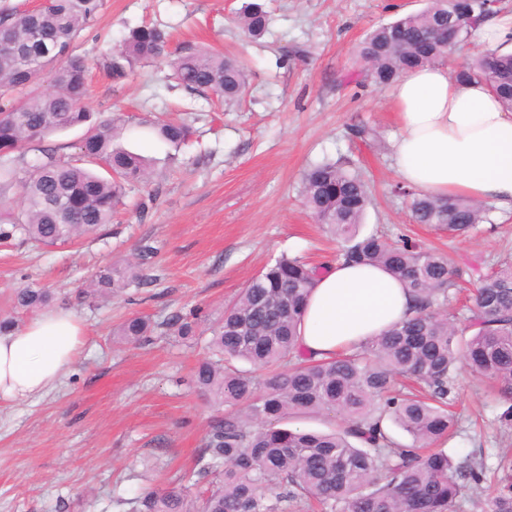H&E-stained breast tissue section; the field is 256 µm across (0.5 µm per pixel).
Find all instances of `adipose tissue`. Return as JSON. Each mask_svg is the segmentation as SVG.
I'll return each mask as SVG.
<instances>
[{"label":"adipose tissue","mask_w":512,"mask_h":512,"mask_svg":"<svg viewBox=\"0 0 512 512\" xmlns=\"http://www.w3.org/2000/svg\"><path fill=\"white\" fill-rule=\"evenodd\" d=\"M398 115L393 141L400 184L436 197H466L512 215V112L478 80L447 64L404 73L388 89ZM404 284L384 269L338 263L319 274L299 327V347L316 359L358 347L413 315ZM83 345L66 310L38 314L0 333V402L47 392Z\"/></svg>","instance_id":"obj_1"}]
</instances>
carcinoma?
<instances>
[{"label": "carcinoma", "instance_id": "1", "mask_svg": "<svg viewBox=\"0 0 512 512\" xmlns=\"http://www.w3.org/2000/svg\"><path fill=\"white\" fill-rule=\"evenodd\" d=\"M102 7L103 0H48L33 14H0V41L13 46L0 51L1 243L57 246L96 234L112 223L126 187L149 179L141 155L114 145L128 120L121 114L95 120L83 105L88 73L77 49ZM493 14L488 0H427L423 9L372 28L356 48V62L373 84L387 86L411 68L447 60ZM237 22L246 37L260 38L268 11L253 0ZM168 43L164 29L140 25L105 55L103 68L122 80L135 61L165 54ZM172 66L177 85L226 105L238 102L248 83L238 59L192 44L175 49ZM47 76L51 92L42 90ZM454 76L480 79L512 111V55L478 51ZM141 124L176 149L192 135L185 121ZM75 127L84 128L75 155L44 144L47 134ZM15 189L23 198L17 211L6 203ZM398 191L414 222L451 236L488 221L484 205L472 200ZM302 196L341 243L337 260L387 270L411 291L414 315L355 349L316 360L297 345L316 270L296 257L264 267L224 308L208 356L193 370L195 387L228 407L211 421L197 463V475L213 476L215 485L198 508L186 486L169 483L133 499L128 512H456L463 495L483 497V458L456 460L433 446L455 432L452 406L464 370L494 384L504 402L498 419L512 427V262L475 289L469 335L448 313V290L460 278L448 255L406 237L360 233L371 191L358 172L336 161L315 164L303 175ZM134 280H144L142 272L104 267L84 298L92 302ZM51 301L42 288L13 296L23 311ZM156 329L194 340L197 321L176 315L153 325L132 317L117 335L139 343ZM240 361L250 368H238ZM302 414L321 415L334 427H285ZM396 428L406 442L396 440ZM484 512H512L511 480H500Z\"/></svg>", "mask_w": 512, "mask_h": 512}]
</instances>
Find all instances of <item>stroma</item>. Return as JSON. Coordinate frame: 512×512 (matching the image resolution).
Listing matches in <instances>:
<instances>
[{"instance_id":"1","label":"stroma","mask_w":512,"mask_h":512,"mask_svg":"<svg viewBox=\"0 0 512 512\" xmlns=\"http://www.w3.org/2000/svg\"><path fill=\"white\" fill-rule=\"evenodd\" d=\"M269 31L246 38L235 18L244 0H105L80 55L90 69L87 109L109 118L165 116L192 125V144L175 150L145 134L120 146L151 158L149 183L129 189L104 236L64 246L0 245V317L17 289L44 288L72 310L84 345L59 383L41 396L0 406V512H122L130 500L191 471L217 408L190 384L210 326L245 283L275 259L334 264L339 245L301 199V179L329 159L356 169L372 204L362 233L409 235L462 268L448 304L465 325L466 290L499 261L512 260V216L491 213L465 238L413 223L392 158L396 114L387 90L363 82L354 50L374 26L421 10L425 0H265ZM156 24L173 43L193 42L237 56L248 84L225 107L177 87L169 59L137 63L121 81L98 65L129 29ZM364 135H357V128ZM134 263L150 275L88 305L79 295L102 267ZM201 309L198 338L116 337L127 318L158 323ZM451 455L481 452L490 470L512 460V428L501 426L487 381L463 374Z\"/></svg>"}]
</instances>
